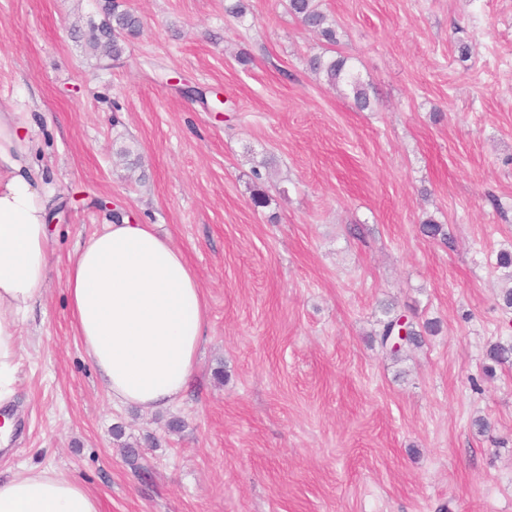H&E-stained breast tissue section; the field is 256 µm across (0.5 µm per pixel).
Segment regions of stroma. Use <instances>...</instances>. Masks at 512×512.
I'll list each match as a JSON object with an SVG mask.
<instances>
[{"instance_id":"1","label":"stroma","mask_w":512,"mask_h":512,"mask_svg":"<svg viewBox=\"0 0 512 512\" xmlns=\"http://www.w3.org/2000/svg\"><path fill=\"white\" fill-rule=\"evenodd\" d=\"M246 2L119 0L143 28L106 67L98 0H0V109L58 190L0 477L78 479L102 512H512V362L484 373L512 342V0H321L333 45L286 0ZM320 53L355 59L369 109L311 73ZM115 208L207 304L162 412L113 405L72 326L66 268ZM387 307L441 330L392 358Z\"/></svg>"}]
</instances>
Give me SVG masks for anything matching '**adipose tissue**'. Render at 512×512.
<instances>
[{
  "mask_svg": "<svg viewBox=\"0 0 512 512\" xmlns=\"http://www.w3.org/2000/svg\"><path fill=\"white\" fill-rule=\"evenodd\" d=\"M35 146L0 110V402L12 394L19 329L49 280L55 189L29 158ZM73 327L118 405L168 409L188 389L206 302L184 253L151 225L123 216L86 240L64 280ZM0 512H102L79 480L30 470L0 478Z\"/></svg>",
  "mask_w": 512,
  "mask_h": 512,
  "instance_id": "1",
  "label": "adipose tissue"
}]
</instances>
